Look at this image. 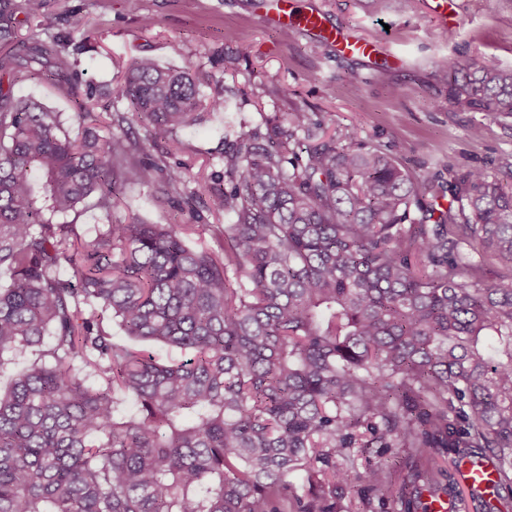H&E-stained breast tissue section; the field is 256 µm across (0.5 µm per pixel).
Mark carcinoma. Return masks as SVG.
Returning a JSON list of instances; mask_svg holds the SVG:
<instances>
[{
  "mask_svg": "<svg viewBox=\"0 0 512 512\" xmlns=\"http://www.w3.org/2000/svg\"><path fill=\"white\" fill-rule=\"evenodd\" d=\"M50 31L36 0H0V364L42 353L0 392V512H426L417 481L439 448H476L512 492V189L448 167L418 179L355 128L300 148L308 114L268 118L225 152L224 184L178 200L187 170L133 156L92 123L97 89L53 36L19 41V15ZM448 105L512 118V67L462 52L436 63ZM47 74L86 127L16 97ZM108 96L167 139L220 112L189 67L138 58ZM155 201L227 224H107L75 243L55 221L93 196L110 212L118 178ZM450 197L444 208L438 199ZM212 232L214 247L189 236ZM91 305L86 313L81 305ZM124 333L190 353L162 363ZM136 411L122 414L120 398ZM384 448L407 469L367 464Z\"/></svg>",
  "mask_w": 512,
  "mask_h": 512,
  "instance_id": "carcinoma-1",
  "label": "carcinoma"
}]
</instances>
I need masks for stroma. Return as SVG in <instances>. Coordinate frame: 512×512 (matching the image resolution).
Returning a JSON list of instances; mask_svg holds the SVG:
<instances>
[{
	"mask_svg": "<svg viewBox=\"0 0 512 512\" xmlns=\"http://www.w3.org/2000/svg\"><path fill=\"white\" fill-rule=\"evenodd\" d=\"M49 10L76 11L88 16L98 52L80 57L85 80L110 84L131 60L147 56L162 66L195 68L213 94L209 78L231 91L228 108L214 112L193 127L178 131L176 156L190 169L179 186L188 196L199 181L224 172V136L241 125L255 127L265 117L301 110L310 120L315 143L325 131L356 127L369 146L383 149L418 176L447 180L449 169H483L502 181L500 161L512 156V121L483 123L478 112L450 108L435 62L469 52L512 66V7L504 0H448V18L440 20L433 0H416L414 11L392 7L374 10L371 0H295L297 9L317 10L344 35L377 44L369 58L340 53L336 46L301 29L282 38L277 24L264 21L263 0H45ZM248 47L241 55L240 47ZM14 95L30 97L62 113L71 137H80L82 124L63 89L48 78H18ZM124 101L111 112L127 111ZM99 112L101 136L128 135L138 148L165 155L166 143H153L146 124L132 121L123 132ZM483 123L480 138L470 127ZM81 239L96 235L107 222L189 224L193 217L157 205L154 189L134 181L120 184V202L111 213L95 203L68 214Z\"/></svg>",
	"mask_w": 512,
	"mask_h": 512,
	"instance_id": "35a3bbf8",
	"label": "stroma"
}]
</instances>
